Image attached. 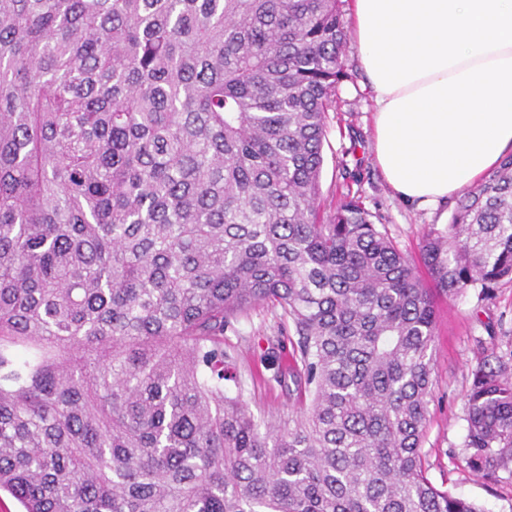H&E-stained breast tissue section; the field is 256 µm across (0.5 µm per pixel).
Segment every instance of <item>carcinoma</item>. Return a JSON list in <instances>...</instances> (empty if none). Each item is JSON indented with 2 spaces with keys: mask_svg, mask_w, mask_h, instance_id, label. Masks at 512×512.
<instances>
[{
  "mask_svg": "<svg viewBox=\"0 0 512 512\" xmlns=\"http://www.w3.org/2000/svg\"><path fill=\"white\" fill-rule=\"evenodd\" d=\"M342 0H0V491L23 512H485L421 456L433 295L358 200L320 215ZM423 259L512 281V154ZM281 309L311 403L261 426L224 330ZM233 381L231 395L224 382ZM512 473V351L473 370Z\"/></svg>",
  "mask_w": 512,
  "mask_h": 512,
  "instance_id": "obj_1",
  "label": "carcinoma"
}]
</instances>
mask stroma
<instances>
[{"label":"stroma","instance_id":"stroma-1","mask_svg":"<svg viewBox=\"0 0 512 512\" xmlns=\"http://www.w3.org/2000/svg\"><path fill=\"white\" fill-rule=\"evenodd\" d=\"M346 76L326 114L320 203L329 211L345 197L358 199L374 224L413 262L431 232H446L454 203L420 207L398 198L373 160V99L354 42L344 49ZM279 310L260 306L224 332V348L236 359L242 398L249 411L273 426L294 423L301 409L292 371L297 341ZM432 392L422 441V460L432 484L480 504L485 512H512V474L487 482L468 464L467 394L471 371L490 350L512 349V282L490 298L477 290L436 302Z\"/></svg>","mask_w":512,"mask_h":512}]
</instances>
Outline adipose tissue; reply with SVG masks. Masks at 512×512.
<instances>
[{
    "label": "adipose tissue",
    "mask_w": 512,
    "mask_h": 512,
    "mask_svg": "<svg viewBox=\"0 0 512 512\" xmlns=\"http://www.w3.org/2000/svg\"><path fill=\"white\" fill-rule=\"evenodd\" d=\"M353 39L404 202L457 197L512 153V0H354Z\"/></svg>",
    "instance_id": "obj_1"
}]
</instances>
